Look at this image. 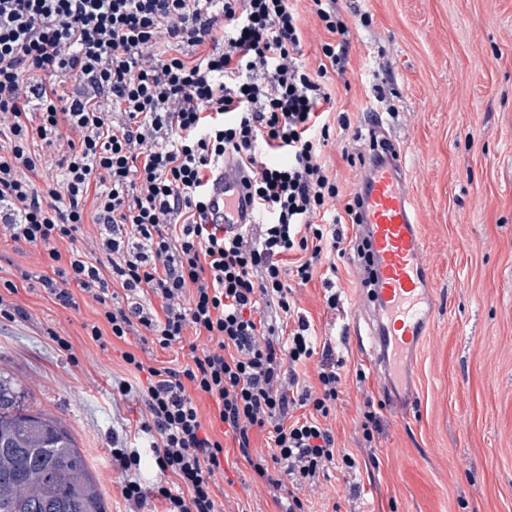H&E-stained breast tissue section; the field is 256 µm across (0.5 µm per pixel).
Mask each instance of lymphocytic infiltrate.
Here are the masks:
<instances>
[{"label": "lymphocytic infiltrate", "mask_w": 512, "mask_h": 512, "mask_svg": "<svg viewBox=\"0 0 512 512\" xmlns=\"http://www.w3.org/2000/svg\"><path fill=\"white\" fill-rule=\"evenodd\" d=\"M313 3L328 35L315 68L294 0H0V232L50 259L0 284L14 293L39 283L65 309L81 290L101 306L96 341L143 329L164 349L189 330L214 343L181 369L125 355L148 378L118 390L138 391L156 465L179 479L144 491L140 451L113 449L130 512L151 497L165 512H218L212 477L224 446L203 427L196 392L215 400L225 435L284 512H305L301 491L317 492L330 468L358 466L322 423L343 362L318 346L283 264L298 252L294 273L310 281L344 254L340 226L356 218L338 211L323 153L333 128L350 126L330 120L325 86L346 69L350 28L336 0ZM228 157L245 172L259 237L209 220ZM89 219L109 263L79 245ZM316 354L313 387L295 369ZM264 428L270 450L253 453L251 434Z\"/></svg>", "instance_id": "f902f5d3"}]
</instances>
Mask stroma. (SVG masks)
Listing matches in <instances>:
<instances>
[{
	"label": "stroma",
	"instance_id": "35a3bbf8",
	"mask_svg": "<svg viewBox=\"0 0 512 512\" xmlns=\"http://www.w3.org/2000/svg\"><path fill=\"white\" fill-rule=\"evenodd\" d=\"M371 17L359 26L351 12ZM352 27L348 61L329 89L352 127H383L406 152L411 188L430 260L435 319L408 370L414 395L403 410L382 404L380 382L355 343L365 321L359 259L346 251L329 276L308 283L287 276L297 306L319 342L345 365L326 424L354 455L353 471L330 469L311 512H512V0H336ZM385 88L387 103L376 99ZM333 132L324 149L341 201L352 200L358 165ZM338 296L328 308L325 282ZM57 305L40 285L4 293L0 303L25 317H0V370L27 393L31 409L63 422L98 479L107 512H126L112 465L113 446L143 445L141 404L119 381L144 364L190 363L186 334L163 349L138 336L91 339L99 305L83 293ZM66 339L61 349L57 338ZM379 403L382 431L365 444V400ZM214 492L221 512H281L272 490L229 454Z\"/></svg>",
	"mask_w": 512,
	"mask_h": 512
}]
</instances>
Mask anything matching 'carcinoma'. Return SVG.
<instances>
[{"label":"carcinoma","instance_id":"carcinoma-1","mask_svg":"<svg viewBox=\"0 0 512 512\" xmlns=\"http://www.w3.org/2000/svg\"><path fill=\"white\" fill-rule=\"evenodd\" d=\"M0 512H106L76 441L0 371Z\"/></svg>","mask_w":512,"mask_h":512}]
</instances>
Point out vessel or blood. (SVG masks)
<instances>
[{
    "label": "vessel or blood",
    "instance_id": "1",
    "mask_svg": "<svg viewBox=\"0 0 512 512\" xmlns=\"http://www.w3.org/2000/svg\"><path fill=\"white\" fill-rule=\"evenodd\" d=\"M356 189L361 202L358 231L368 246L361 277L375 291L365 306L367 355L390 384L402 353L419 342L435 316L429 261L404 150L389 141L364 155ZM210 217L228 229L255 221L242 172L233 161H225L214 183Z\"/></svg>",
    "mask_w": 512,
    "mask_h": 512
}]
</instances>
